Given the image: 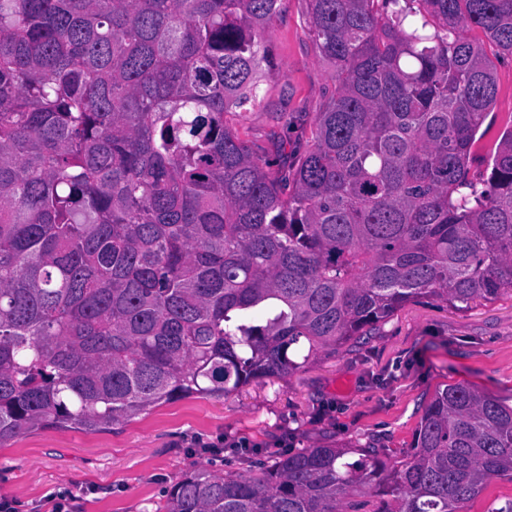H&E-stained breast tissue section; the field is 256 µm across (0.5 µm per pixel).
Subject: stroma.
Segmentation results:
<instances>
[{
	"label": "stroma",
	"instance_id": "stroma-1",
	"mask_svg": "<svg viewBox=\"0 0 512 512\" xmlns=\"http://www.w3.org/2000/svg\"><path fill=\"white\" fill-rule=\"evenodd\" d=\"M305 0H286L268 36L281 72L261 106L234 117L255 151L280 158L277 117L316 112L332 89L331 69L304 26ZM497 90L470 158L479 174L512 129V57L499 55L483 32ZM464 383L512 405V290L466 310L421 298L378 325L369 339L326 350L284 379H258L223 397L195 395L163 403L129 422L87 432L38 428L0 445V498L16 512H54L55 493L72 491L75 512H165L186 474L249 475L279 453L328 444L374 446L387 467L412 451L434 392ZM223 440L224 453L191 449L194 440Z\"/></svg>",
	"mask_w": 512,
	"mask_h": 512
}]
</instances>
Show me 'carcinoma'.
Here are the masks:
<instances>
[{"instance_id": "obj_1", "label": "carcinoma", "mask_w": 512, "mask_h": 512, "mask_svg": "<svg viewBox=\"0 0 512 512\" xmlns=\"http://www.w3.org/2000/svg\"><path fill=\"white\" fill-rule=\"evenodd\" d=\"M284 0H0V445L286 378L419 298L512 289V129L470 176L512 0H306L334 88L271 169L227 116ZM307 350L303 361L296 355ZM334 444L185 475L166 512H461L512 473V406L435 392L384 474Z\"/></svg>"}]
</instances>
